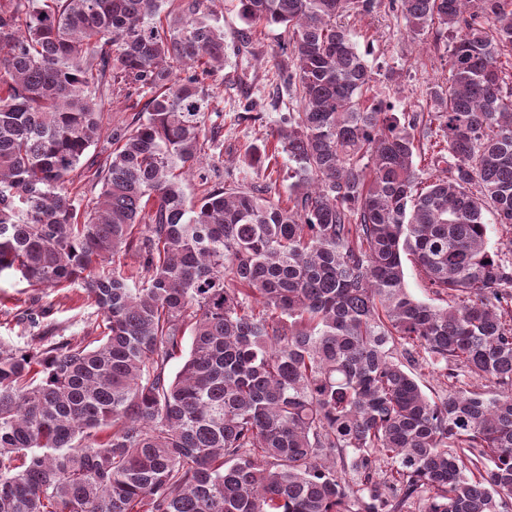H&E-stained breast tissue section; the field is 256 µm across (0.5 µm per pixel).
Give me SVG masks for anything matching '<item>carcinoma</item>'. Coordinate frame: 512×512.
Returning a JSON list of instances; mask_svg holds the SVG:
<instances>
[{
	"label": "carcinoma",
	"instance_id": "carcinoma-1",
	"mask_svg": "<svg viewBox=\"0 0 512 512\" xmlns=\"http://www.w3.org/2000/svg\"><path fill=\"white\" fill-rule=\"evenodd\" d=\"M211 2L0 0V278L103 316L0 342V512H512V238L489 248L484 219L512 229V0H238L243 45L278 25L291 49L299 108L243 154L288 157L286 206L210 185ZM385 2L452 40L428 114L368 97L337 22ZM119 254L136 274L95 272ZM405 255L447 306L407 291ZM437 122L432 123L430 126L421 125L418 127L416 132V138L420 144V155L416 158V163L420 170V174L423 178H427L432 174H438L434 172L432 166H430V157L432 154V145L436 141H440L441 137L437 135ZM421 156V157H420Z\"/></svg>",
	"mask_w": 512,
	"mask_h": 512
}]
</instances>
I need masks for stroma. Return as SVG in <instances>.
I'll list each match as a JSON object with an SVG mask.
<instances>
[{
  "label": "stroma",
  "mask_w": 512,
  "mask_h": 512,
  "mask_svg": "<svg viewBox=\"0 0 512 512\" xmlns=\"http://www.w3.org/2000/svg\"><path fill=\"white\" fill-rule=\"evenodd\" d=\"M358 51L368 65L382 69L372 94L396 99L404 112H430L428 89L448 79L449 43L428 33L406 31L399 12L380 8L366 17H348ZM283 27L257 29L250 51H227L224 79L214 87L213 105L224 113L219 137L220 160L213 173L216 183L246 186L265 184L266 178L242 164L245 146L261 143L288 113L298 108V95L276 74V61L285 60ZM37 311L54 335L94 334L102 317L80 306L73 291L31 288L16 279L0 282V341L24 346L37 344L27 316Z\"/></svg>",
  "instance_id": "stroma-1"
}]
</instances>
